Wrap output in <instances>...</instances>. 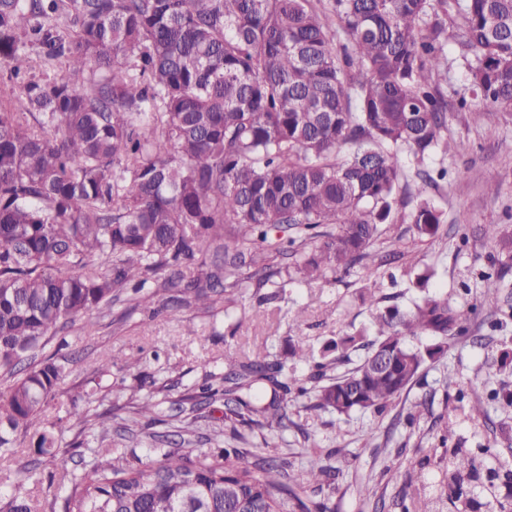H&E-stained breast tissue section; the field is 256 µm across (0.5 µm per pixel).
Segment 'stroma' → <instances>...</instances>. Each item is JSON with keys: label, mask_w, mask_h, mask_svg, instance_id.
<instances>
[{"label": "stroma", "mask_w": 512, "mask_h": 512, "mask_svg": "<svg viewBox=\"0 0 512 512\" xmlns=\"http://www.w3.org/2000/svg\"><path fill=\"white\" fill-rule=\"evenodd\" d=\"M444 50L448 133L457 150L433 156L426 165L448 171L431 191L447 222L436 239L419 237L409 222L384 225V238L374 250L385 257L378 270L385 305H409L418 293L416 274L430 272V292L447 297L466 333L449 341L443 355L427 361L419 381L383 412L340 415L316 408L309 394L290 407L293 428L266 433L270 445L288 449L299 466L307 463L311 446L331 453L334 485L298 493L306 502H326L331 512H375L379 503L384 512H471L465 501L438 498L433 487L416 480L420 470L431 478L441 476L453 448L484 452L481 512H498L512 503V405L490 397L494 390H512V368L500 361L504 346L512 347V264L501 266L498 243L480 233L484 224L512 230V113L480 122L460 108L459 98L468 93L463 65L468 50L453 38ZM395 236L403 240L404 255L393 259L386 255L385 241ZM366 274L361 266L318 280L281 274L261 288L249 285L216 295L210 308L194 302L171 310L160 295L143 309L126 292L109 308L91 313L93 331L79 322L66 325L47 351L67 360L71 373L43 412V428L60 437L63 450L55 458L37 456L39 432L19 435V453L0 457V491L11 493L22 466L35 465L39 480L26 490L38 512H49L46 495L53 475L62 462L79 459V449L72 446L80 429L73 413L77 407L117 408L119 416L104 447L143 454L145 443L123 431L133 414L127 409L128 393L118 388L120 381L140 378L148 391L167 386L175 398L193 393L207 375L222 372L226 357L252 354L258 344H265L270 359L285 358L298 309L306 316L303 334L316 345L370 326L375 309L359 298ZM489 276L501 280L499 307L471 314L469 307ZM135 359L140 362L137 374L126 373L124 362ZM426 399L432 402L429 415L408 422V413ZM223 412L220 402L201 405L191 443L174 436L170 448L216 451L214 433L224 426ZM367 489L372 492L368 498L363 495Z\"/></svg>", "instance_id": "35a3bbf8"}]
</instances>
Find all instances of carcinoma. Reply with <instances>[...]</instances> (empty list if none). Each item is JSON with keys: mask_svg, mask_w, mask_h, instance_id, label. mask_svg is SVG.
Wrapping results in <instances>:
<instances>
[{"mask_svg": "<svg viewBox=\"0 0 512 512\" xmlns=\"http://www.w3.org/2000/svg\"><path fill=\"white\" fill-rule=\"evenodd\" d=\"M450 11L488 121L512 109V0H0L10 71L28 70V44L64 64L23 84L26 111L0 105V375L14 379L0 399V448L39 423L66 376L52 357L31 363L49 335L125 289L139 306L160 290L211 306L216 288H261L290 256L305 279L347 273L373 258L389 221L407 216L436 237L447 216L429 188L447 170L410 172L400 154L456 149L440 87ZM483 234L512 258L511 231L485 224ZM95 254L105 262L89 269ZM161 272L159 290L142 293ZM381 288L370 274L361 302L378 303ZM479 302L498 308L497 283ZM302 323L299 311L289 355L311 367L307 378L258 352L198 388L197 404L224 399L233 447L192 457L147 432L146 463L90 448L81 469L62 466V512H328L294 489L331 486L334 467L315 455L295 470L236 425L286 431L288 401L310 392L341 415L383 411L444 351L456 316L448 299L425 295L377 313L373 336L318 349ZM422 336L434 343H411ZM358 347L366 355L336 373ZM142 389L130 394L134 414L151 416L159 403ZM179 411V435H194L196 404ZM81 418L89 436H108L112 410ZM58 447L51 433L36 442L42 456ZM467 479H478L477 459L455 448L438 492L459 499ZM4 512L33 510L16 489Z\"/></svg>", "mask_w": 512, "mask_h": 512, "instance_id": "1", "label": "carcinoma"}]
</instances>
